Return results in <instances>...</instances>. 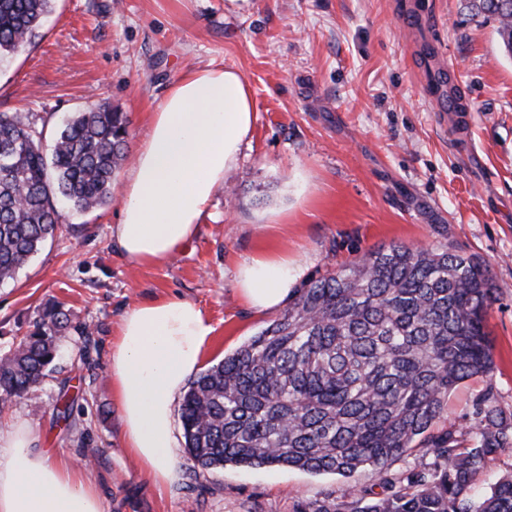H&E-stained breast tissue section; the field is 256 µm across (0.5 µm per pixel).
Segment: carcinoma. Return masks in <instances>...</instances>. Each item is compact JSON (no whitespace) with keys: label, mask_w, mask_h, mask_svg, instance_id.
Listing matches in <instances>:
<instances>
[{"label":"carcinoma","mask_w":512,"mask_h":512,"mask_svg":"<svg viewBox=\"0 0 512 512\" xmlns=\"http://www.w3.org/2000/svg\"><path fill=\"white\" fill-rule=\"evenodd\" d=\"M53 0H0V54L36 37ZM497 22L512 59V0H466ZM42 118L0 112V283L54 236L61 198L88 212L112 201L127 157V113L97 102L69 118L47 155ZM496 299L489 265L461 249L391 244L292 288L288 307L223 361L193 377L181 405L185 448L202 470L278 466L352 478L343 499L297 512H512V475L483 493L474 480L512 449V414L497 404L486 315ZM71 323L45 307L0 357V397L37 388ZM481 377L467 431L436 430L448 394ZM415 448L428 467L392 464Z\"/></svg>","instance_id":"obj_1"}]
</instances>
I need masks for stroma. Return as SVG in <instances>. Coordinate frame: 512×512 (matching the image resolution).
Masks as SVG:
<instances>
[{
    "label": "stroma",
    "mask_w": 512,
    "mask_h": 512,
    "mask_svg": "<svg viewBox=\"0 0 512 512\" xmlns=\"http://www.w3.org/2000/svg\"><path fill=\"white\" fill-rule=\"evenodd\" d=\"M408 15L416 32L403 27ZM433 64L463 117L436 111ZM218 65L243 76L253 123L196 237L157 266L125 260L112 244L122 172L109 205H62L54 238L0 284V355L47 304L73 314L53 371L0 423H26L38 452L78 461L93 449L87 475L104 512H295L347 492L349 479L295 469L197 474L181 445L182 479L161 489L122 445L108 351L125 310L160 296L196 302L215 327V365L275 319L235 288L239 266L261 251L288 255L307 276L391 243L485 260L497 288L494 384L512 411V60L495 22L468 16L463 0H54L34 43L0 59V112L37 113L52 133L104 99L128 113L133 154L168 87ZM484 387L460 384L437 428L467 429Z\"/></svg>",
    "instance_id": "obj_1"
}]
</instances>
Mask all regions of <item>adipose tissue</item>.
Masks as SVG:
<instances>
[{
	"label": "adipose tissue",
	"instance_id": "1",
	"mask_svg": "<svg viewBox=\"0 0 512 512\" xmlns=\"http://www.w3.org/2000/svg\"><path fill=\"white\" fill-rule=\"evenodd\" d=\"M253 106L243 77L210 66L183 74L151 115V131L123 188L112 236L138 266L168 258L198 232L224 174L250 132ZM286 256L251 257L236 289L260 313L277 309L301 278ZM214 327L195 302L174 296L127 309L112 338V396L122 442L159 486L180 479L172 434L173 403L205 361ZM24 424L0 430V512H102V502L75 461L33 452Z\"/></svg>",
	"mask_w": 512,
	"mask_h": 512
}]
</instances>
